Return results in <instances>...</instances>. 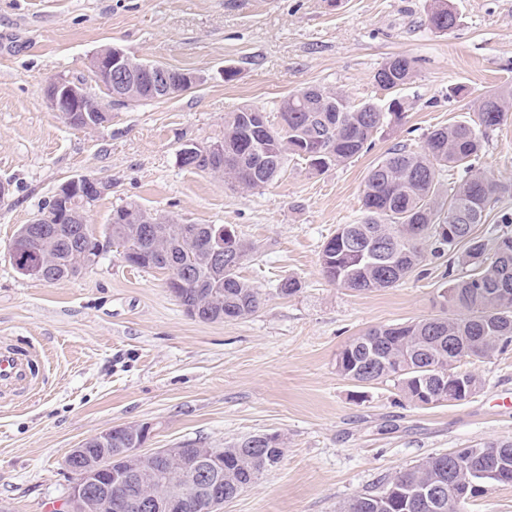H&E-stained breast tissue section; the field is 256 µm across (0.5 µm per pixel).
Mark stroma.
Returning a JSON list of instances; mask_svg holds the SVG:
<instances>
[{
	"label": "stroma",
	"mask_w": 512,
	"mask_h": 512,
	"mask_svg": "<svg viewBox=\"0 0 512 512\" xmlns=\"http://www.w3.org/2000/svg\"><path fill=\"white\" fill-rule=\"evenodd\" d=\"M456 13L430 30L439 2ZM118 46L135 58L198 75L158 102L116 106L90 58ZM412 60L401 95L411 109L382 127L371 148L316 172L293 160L261 191L183 167L185 144L221 137L244 105L273 111L303 87L354 100L380 97L373 76L390 58ZM233 79H226V71ZM63 77L109 105L94 130L67 124L45 87ZM468 93L449 100L448 88ZM512 87V0H0V342L35 345L40 386L0 397V512H54L71 475L63 461L108 427L148 425L146 449L211 448L277 433L284 457L223 512H338L402 468L455 448L512 439V349L469 363L483 389L461 402L421 407L396 381L358 386L336 356L368 329L439 309L448 280L440 258L423 277L354 293L326 279L323 244L361 220L365 177L391 147L417 149L435 127L472 119L473 102ZM512 182V111L477 162ZM111 181L89 208L97 236L115 209L135 202L183 224H226L253 245L241 275L259 288L253 315L190 316L165 276L128 266L117 251L54 284L20 275L8 246L57 187L80 174ZM302 283L278 294L282 278ZM426 23L429 29L446 33L457 25V17L447 7L438 5L428 15Z\"/></svg>",
	"instance_id": "1"
}]
</instances>
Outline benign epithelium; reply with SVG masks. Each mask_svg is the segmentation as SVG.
Returning <instances> with one entry per match:
<instances>
[{"mask_svg": "<svg viewBox=\"0 0 512 512\" xmlns=\"http://www.w3.org/2000/svg\"><path fill=\"white\" fill-rule=\"evenodd\" d=\"M97 79L107 85L114 100L128 95V88L140 87L155 100L165 99L186 91L199 81L198 75L185 70H173L161 64L136 63L124 49L112 46L96 52L90 61ZM52 110L68 116L81 113L80 129L93 130L109 121L111 114L105 106L88 101L79 84L65 78L52 80L45 89ZM110 189L109 183L92 174H83L62 183L50 200L49 210L56 222L67 224L84 221L85 214L76 210L78 202H92ZM232 238L230 228L202 241V248L211 262L224 264V240ZM137 436L134 448H106L93 465L83 468L71 483L61 512H182L191 506L201 512H221L224 503L237 495V490L224 488V462L216 458L214 449L197 442L192 448L174 446L156 448L142 453L139 447L148 439L150 428L129 425ZM154 461H169L178 466L176 478L162 492L151 490L130 496L113 498L128 487L141 483V468Z\"/></svg>", "mask_w": 512, "mask_h": 512, "instance_id": "obj_1", "label": "benign epithelium"}]
</instances>
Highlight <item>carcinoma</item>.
<instances>
[{
    "mask_svg": "<svg viewBox=\"0 0 512 512\" xmlns=\"http://www.w3.org/2000/svg\"><path fill=\"white\" fill-rule=\"evenodd\" d=\"M427 27L446 33L457 25L456 15L443 5L428 15ZM383 78L375 80L386 100L414 76L412 61L394 57L380 67ZM305 101L295 93L283 99L276 118L263 115L264 127L245 121L243 113L224 117V155L199 152L179 163L223 179L233 187L262 190L299 159L310 169L324 171L352 159L369 148L371 138L384 125L400 124L410 104L399 103L396 112L383 105L350 97L320 87L302 89ZM512 107V88L477 98L478 120L454 121L432 130L418 150L396 145L369 170L362 193L364 217L345 224L321 250L320 266L332 283L353 292L390 288L419 276L432 258L448 250L467 274L448 280L439 292L440 313L406 323L380 325L352 339L336 358L337 372L354 382L372 384L393 380L404 397L416 405L448 400V392L465 386L463 401L475 395L482 380L461 369V363L489 358L512 346V235L486 239L476 227L512 184L497 181L476 169L489 133L496 130ZM457 173L456 181L442 196L439 172ZM123 214V223L108 227V240L116 247L130 246L138 253L135 267L157 270L167 278L175 275L173 261L182 264L185 286L179 302L199 319L214 321L255 313L261 304L259 289L240 276L242 263L224 257L217 268L197 248L210 224H181L167 216L152 214L131 202L113 212ZM152 222L158 232L141 236L144 224ZM26 250L10 255L15 270L51 265L50 272L62 279L77 276L70 268L72 242L79 251L99 259L101 242L88 224H55L47 218L24 225ZM254 434L224 446V487L246 489L283 458V439L275 435L260 442ZM132 436L124 430L88 445L89 453L100 448H128ZM458 470L448 472V454H436L399 471L380 490L353 496L342 512H462L456 504L480 495L479 471L499 469L512 463V440H494L455 450ZM431 483L445 488L437 500L406 499L403 491Z\"/></svg>",
    "mask_w": 512,
    "mask_h": 512,
    "instance_id": "1",
    "label": "carcinoma"
}]
</instances>
